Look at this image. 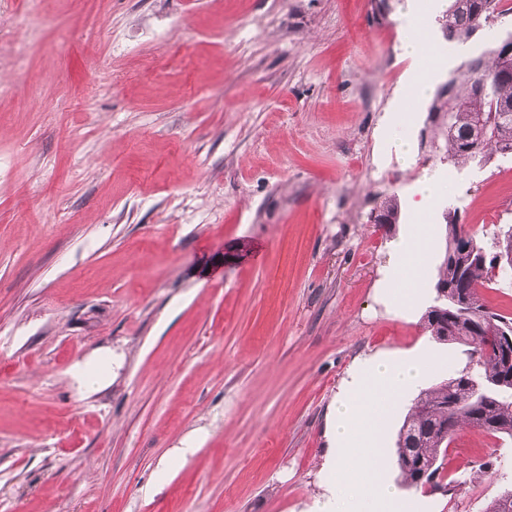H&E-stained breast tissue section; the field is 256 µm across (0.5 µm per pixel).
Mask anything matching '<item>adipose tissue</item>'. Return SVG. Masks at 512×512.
I'll use <instances>...</instances> for the list:
<instances>
[{"label":"adipose tissue","mask_w":512,"mask_h":512,"mask_svg":"<svg viewBox=\"0 0 512 512\" xmlns=\"http://www.w3.org/2000/svg\"><path fill=\"white\" fill-rule=\"evenodd\" d=\"M432 240L430 225L415 224L395 246L396 261L386 275L392 283L387 295L400 317H409L417 300L415 289L402 287L400 281L404 278L412 281L418 277L422 258L432 250Z\"/></svg>","instance_id":"1"}]
</instances>
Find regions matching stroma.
<instances>
[{"label": "stroma", "instance_id": "obj_1", "mask_svg": "<svg viewBox=\"0 0 512 512\" xmlns=\"http://www.w3.org/2000/svg\"><path fill=\"white\" fill-rule=\"evenodd\" d=\"M442 85L512 32L447 45ZM407 0H0V512H311L328 416L365 355L465 346L422 317L446 211L494 252L512 228V158L457 167L430 147ZM410 122L407 166L384 126ZM451 189L426 213L421 303L384 295L423 173ZM396 197L400 218L371 214ZM111 357L93 393L81 361ZM389 409L377 446L402 481ZM197 450L175 459L187 438ZM454 494L413 512H484L512 487V439L465 428ZM425 20L424 15H419L413 10L410 11V18L403 30L401 41L402 53L408 58L420 57L426 49L419 33V22Z\"/></svg>", "mask_w": 512, "mask_h": 512}]
</instances>
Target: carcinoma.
Returning a JSON list of instances; mask_svg holds the SVG:
<instances>
[{
	"label": "carcinoma",
	"instance_id": "obj_1",
	"mask_svg": "<svg viewBox=\"0 0 512 512\" xmlns=\"http://www.w3.org/2000/svg\"><path fill=\"white\" fill-rule=\"evenodd\" d=\"M501 0H450L453 12L436 18L445 41L465 43L477 31L476 20L489 25L488 17L499 15ZM456 85L457 101L436 95L428 117L450 115V128L433 124L435 150L449 162H488L494 156L512 157V116L500 119V109L512 108V33L466 63ZM387 224H396L400 208L394 197L386 198L376 211ZM461 225L446 216L445 253L434 287L444 286L448 297H434L424 315L427 331L439 341H451L471 350H480L472 372L458 374L419 393L404 416L396 441L397 462L402 484L422 487L428 482L438 489L442 483L448 446L456 432L448 426H468L498 438L512 439V356L485 352V340L473 335L479 321L491 318L512 334V316L491 310L482 300L480 288L492 280L493 262H477L458 248ZM467 299V305L448 318V298Z\"/></svg>",
	"mask_w": 512,
	"mask_h": 512
}]
</instances>
